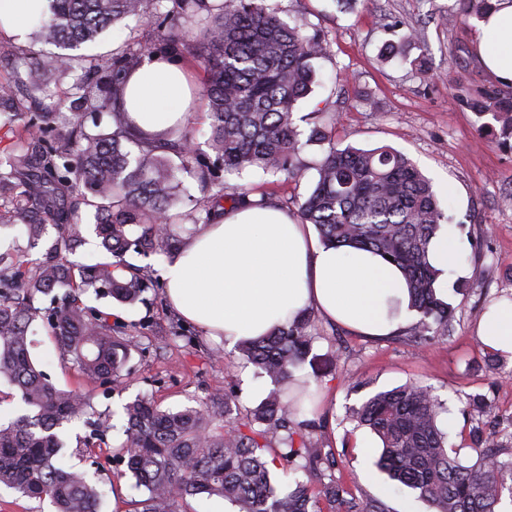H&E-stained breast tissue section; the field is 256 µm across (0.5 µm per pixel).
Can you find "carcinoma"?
I'll use <instances>...</instances> for the list:
<instances>
[{
  "label": "carcinoma",
  "instance_id": "obj_1",
  "mask_svg": "<svg viewBox=\"0 0 512 512\" xmlns=\"http://www.w3.org/2000/svg\"><path fill=\"white\" fill-rule=\"evenodd\" d=\"M180 17L207 12L208 26L193 40L178 22L164 34L157 50L191 58L204 73L202 98L209 117L213 165L197 161L192 133L173 126L145 131L126 118L124 89L144 53L129 47L96 68L105 81L75 86L73 96L86 103L90 90L115 123L111 131L85 130L84 113H73L71 128L43 135L50 112L30 114L0 108V231L21 225L29 250L0 252V377L16 388L28 412L0 423V486L39 500L55 512H99L104 492L78 471L59 465V431L88 412L90 398L61 390L37 369L30 354V326L40 317L38 297L63 289L47 314L48 331L72 357L90 383L120 377L135 326L84 305L82 296L110 297L134 304L147 290L143 270L127 263L140 255L172 253L181 246L176 228L184 214L175 171L193 176L203 190L190 220L210 224L228 198L214 169L226 172L288 173L305 170L294 123L297 102L316 83L312 61L326 56L328 45L317 34L303 35L284 22L268 0H174ZM147 0H48L49 16L39 32L54 44L75 49L117 22L145 14ZM463 22L482 19L491 0H459ZM70 55L58 53L28 66L26 78H0V103L12 99L15 82L32 91L44 77L67 69ZM467 106L478 118L489 116L500 135L512 137V96L495 89L476 92ZM308 140L329 143L316 164L313 190L297 203L303 224L316 227L326 244H353L390 256L409 285L411 306L420 315L410 330L415 343L445 337L452 330L454 308L436 297L438 272L428 262V247L445 214L429 179L404 154L380 146L363 150L336 148L332 132L315 126ZM95 208V233L102 258L91 263L68 259L85 244L80 206ZM57 235L40 242L48 227ZM311 313L277 325L266 336L239 345L243 359L270 380L259 404L235 422L227 421L229 402L216 411L207 405L163 410L139 397L125 407L123 448L133 487L145 491L136 512H177L188 496H217L238 512H310L324 501L329 512H383L373 501L348 495L335 478L319 487L301 477L278 486L274 470L296 460L332 469L335 458L321 457L293 430V405L283 400L294 373L312 349ZM443 407L431 390L417 382L378 391L354 408L358 421L380 439L374 463L397 489L418 493L432 512H500L504 491L512 495V460L499 449L512 445V434L480 425L469 431L471 464L460 449L446 446L438 427ZM219 420V428L212 427ZM287 432L283 437L280 432ZM277 443L287 450L274 448Z\"/></svg>",
  "mask_w": 512,
  "mask_h": 512
}]
</instances>
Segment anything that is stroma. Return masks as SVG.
<instances>
[{"mask_svg":"<svg viewBox=\"0 0 512 512\" xmlns=\"http://www.w3.org/2000/svg\"><path fill=\"white\" fill-rule=\"evenodd\" d=\"M280 17L302 34L324 37L328 54L315 63L317 82L294 110L302 135L315 124L332 126L337 148L373 149L387 145L410 158L427 176L463 244L449 282L465 281L464 292L449 293L455 309L452 331L422 345L409 342L408 331L369 338L314 315L312 349L299 373L311 387V412L300 421L301 432L322 454L333 455V475L360 498L383 512H429L414 494L391 487L373 466L375 435L359 426L352 414L369 394L409 381L430 387L443 401L439 417L449 444L461 446V459L474 462L464 437L479 417L468 405L480 394L490 412L487 424L512 420V359L502 370L487 369L488 354L475 335L482 311L512 298V139L502 142L479 133V118L465 99L494 86L475 55L477 21L461 23L458 0H270ZM174 0H148L143 18H127L73 50L71 69L48 76L43 91L18 89L13 111L51 112L55 125L69 127L73 105L66 97L74 84L94 79L98 59L126 45L152 49ZM401 55L386 57L388 44ZM44 41L38 25L25 37L0 31V76L25 72L30 61L57 53ZM320 144L300 154L308 169L298 179L281 173L223 174L231 191L258 196L270 192L293 201L312 190L313 167L325 153ZM128 262L144 268L153 288L142 302L123 306L111 298H89L88 304L135 325L134 339L118 381L85 385L78 366L65 356L42 321L32 325L31 354L57 388L85 391L93 411L111 425L105 442L84 447L91 432L87 416L75 417L62 433L59 461L106 488L100 512H131L142 492L132 487L121 445L125 406L137 396L154 398L161 407L181 410L215 404L228 397L238 412L262 400L269 388L237 347L183 320L168 304L160 276L164 254L127 253ZM220 350L219 360L210 351Z\"/></svg>","mask_w":512,"mask_h":512,"instance_id":"35a3bbf8","label":"stroma"}]
</instances>
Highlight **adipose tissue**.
<instances>
[{"label":"adipose tissue","instance_id":"obj_1","mask_svg":"<svg viewBox=\"0 0 512 512\" xmlns=\"http://www.w3.org/2000/svg\"><path fill=\"white\" fill-rule=\"evenodd\" d=\"M491 3L480 22L478 59L497 81L512 84V0ZM46 9L47 0H0V30L24 34ZM189 99L179 65L152 53L128 82L125 109L139 127L154 131L182 119ZM459 251L446 226L430 244L439 298L448 296L447 272ZM162 274L176 311L231 345L267 335L310 310L366 336L392 335L417 318L397 265L368 248L324 244L310 225L272 206L225 211L164 261ZM476 336L488 349L512 353L511 299L479 317Z\"/></svg>","mask_w":512,"mask_h":512}]
</instances>
